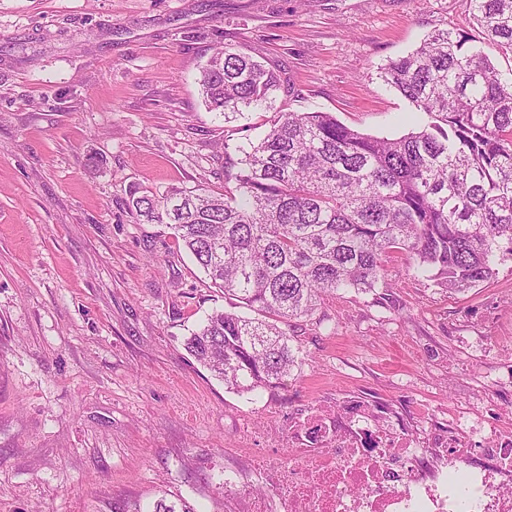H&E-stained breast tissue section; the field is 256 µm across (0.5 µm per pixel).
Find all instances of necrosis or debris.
<instances>
[{
    "mask_svg": "<svg viewBox=\"0 0 512 512\" xmlns=\"http://www.w3.org/2000/svg\"><path fill=\"white\" fill-rule=\"evenodd\" d=\"M373 406L352 401L342 410L313 407L281 432L279 441L301 462L286 469L269 451L253 462L267 494L249 499L242 512H512V433L495 432L486 461L462 467L435 463L437 448H466L485 432L448 424L419 437L381 423Z\"/></svg>",
    "mask_w": 512,
    "mask_h": 512,
    "instance_id": "obj_1",
    "label": "necrosis or debris"
}]
</instances>
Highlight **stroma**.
I'll use <instances>...</instances> for the list:
<instances>
[{"label": "stroma", "mask_w": 512, "mask_h": 512, "mask_svg": "<svg viewBox=\"0 0 512 512\" xmlns=\"http://www.w3.org/2000/svg\"><path fill=\"white\" fill-rule=\"evenodd\" d=\"M444 29L483 40L463 0H0V512L162 495L237 512L266 490L249 435L350 397L419 433L448 420L512 432V389L497 386L512 359L494 351L512 346L511 257L457 294L390 259L385 303L326 300L333 333L294 328L299 376L241 395L184 347L223 293L169 228L128 210L136 189H223L225 159L279 112L415 130L378 69ZM220 47L257 56L282 89L230 119L208 111L196 74Z\"/></svg>", "instance_id": "35a3bbf8"}]
</instances>
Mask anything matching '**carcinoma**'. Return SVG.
Wrapping results in <instances>:
<instances>
[{
  "label": "carcinoma",
  "mask_w": 512,
  "mask_h": 512,
  "mask_svg": "<svg viewBox=\"0 0 512 512\" xmlns=\"http://www.w3.org/2000/svg\"><path fill=\"white\" fill-rule=\"evenodd\" d=\"M463 2L487 46L512 53V0ZM467 42L463 32H434L380 67L382 81L429 118L403 136L363 134L329 112H279L239 149L237 170H224V192L131 194L133 218L172 229L233 307L213 310L185 341L226 388L252 393L297 376L293 324L339 292L381 302L395 255L451 292L490 280L512 256V80ZM280 82L227 48L198 77L207 109L226 117L266 103ZM112 512L194 510L162 497Z\"/></svg>",
  "instance_id": "carcinoma-1"
}]
</instances>
